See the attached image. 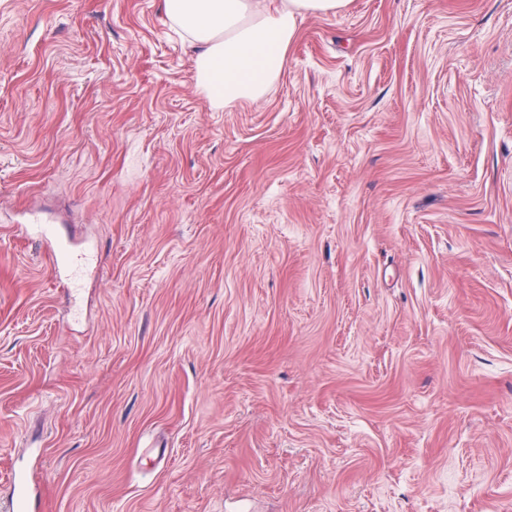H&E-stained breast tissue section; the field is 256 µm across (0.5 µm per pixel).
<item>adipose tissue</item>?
Listing matches in <instances>:
<instances>
[{
    "mask_svg": "<svg viewBox=\"0 0 512 512\" xmlns=\"http://www.w3.org/2000/svg\"><path fill=\"white\" fill-rule=\"evenodd\" d=\"M348 0H164L165 15L198 50L197 87L211 106L262 100L279 80L300 18L334 15Z\"/></svg>",
    "mask_w": 512,
    "mask_h": 512,
    "instance_id": "1",
    "label": "adipose tissue"
}]
</instances>
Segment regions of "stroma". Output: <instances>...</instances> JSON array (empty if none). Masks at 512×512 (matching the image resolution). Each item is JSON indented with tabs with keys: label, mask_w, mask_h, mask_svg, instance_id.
I'll use <instances>...</instances> for the list:
<instances>
[{
	"label": "stroma",
	"mask_w": 512,
	"mask_h": 512,
	"mask_svg": "<svg viewBox=\"0 0 512 512\" xmlns=\"http://www.w3.org/2000/svg\"><path fill=\"white\" fill-rule=\"evenodd\" d=\"M194 56L162 0H0V489L512 512V0L300 18L255 103Z\"/></svg>",
	"instance_id": "stroma-1"
}]
</instances>
